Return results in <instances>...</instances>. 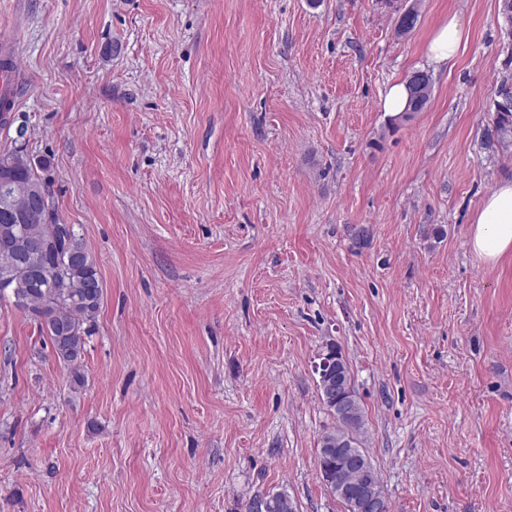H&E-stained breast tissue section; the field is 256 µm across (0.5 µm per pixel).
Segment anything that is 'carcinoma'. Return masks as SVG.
I'll return each mask as SVG.
<instances>
[{"label": "carcinoma", "instance_id": "1", "mask_svg": "<svg viewBox=\"0 0 512 512\" xmlns=\"http://www.w3.org/2000/svg\"><path fill=\"white\" fill-rule=\"evenodd\" d=\"M428 103L427 99L420 102L409 97L404 112L388 117V128L411 120ZM482 145L493 151L512 147V82L507 78L497 88L493 119L484 129ZM2 166L10 167L12 172L9 199L16 209L25 206L29 188L51 190L49 180L38 173L49 166L45 159L34 163L17 148L0 155ZM50 234L45 224L11 222L0 210V298L28 303L26 314L68 370L71 388L78 390L85 384L82 368L86 337L101 305L103 284L93 255L74 228H62L52 241ZM337 397L348 405L350 420L325 431L318 445L336 448L344 436L351 434L361 449L366 430L360 397L353 386L339 391Z\"/></svg>", "mask_w": 512, "mask_h": 512}]
</instances>
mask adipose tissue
I'll list each match as a JSON object with an SVG mask.
<instances>
[{
    "instance_id": "obj_1",
    "label": "adipose tissue",
    "mask_w": 512,
    "mask_h": 512,
    "mask_svg": "<svg viewBox=\"0 0 512 512\" xmlns=\"http://www.w3.org/2000/svg\"><path fill=\"white\" fill-rule=\"evenodd\" d=\"M465 45L463 24L453 14L432 34L426 56L433 63L452 67ZM470 245L475 256L490 265L512 254V181L499 184L483 201L475 219Z\"/></svg>"
}]
</instances>
